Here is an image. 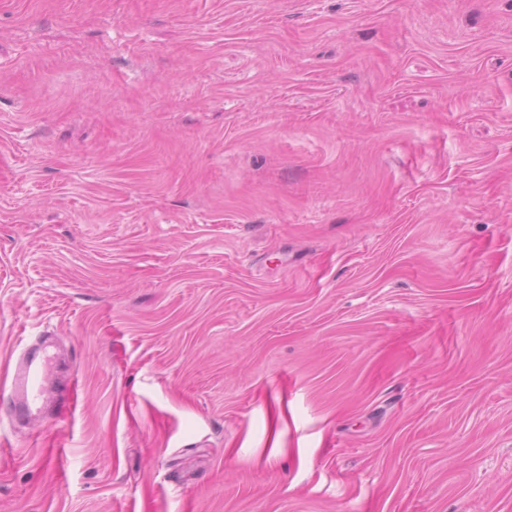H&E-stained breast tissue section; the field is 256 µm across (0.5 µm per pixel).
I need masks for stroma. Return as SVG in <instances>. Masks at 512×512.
<instances>
[{"label": "stroma", "instance_id": "obj_1", "mask_svg": "<svg viewBox=\"0 0 512 512\" xmlns=\"http://www.w3.org/2000/svg\"><path fill=\"white\" fill-rule=\"evenodd\" d=\"M0 512H512V0H0ZM45 374L35 352L21 359L15 368L6 399L9 413L19 419H29L45 392Z\"/></svg>", "mask_w": 512, "mask_h": 512}]
</instances>
